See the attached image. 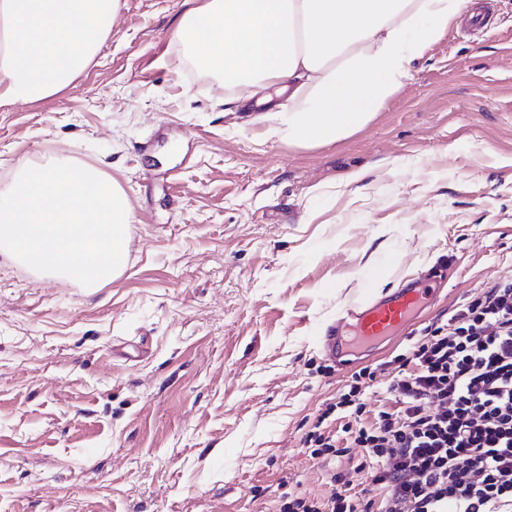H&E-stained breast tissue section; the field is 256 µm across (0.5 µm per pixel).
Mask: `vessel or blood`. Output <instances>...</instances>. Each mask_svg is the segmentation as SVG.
Wrapping results in <instances>:
<instances>
[{
    "label": "vessel or blood",
    "mask_w": 512,
    "mask_h": 512,
    "mask_svg": "<svg viewBox=\"0 0 512 512\" xmlns=\"http://www.w3.org/2000/svg\"><path fill=\"white\" fill-rule=\"evenodd\" d=\"M435 282L431 275L407 278L390 293L346 307L319 339L326 357L345 367L359 351L405 332L434 300Z\"/></svg>",
    "instance_id": "obj_1"
}]
</instances>
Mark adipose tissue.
<instances>
[{"mask_svg":"<svg viewBox=\"0 0 512 512\" xmlns=\"http://www.w3.org/2000/svg\"><path fill=\"white\" fill-rule=\"evenodd\" d=\"M471 0H189L171 33L225 103L274 102L268 136L299 149L368 125ZM122 0H0V105L64 92Z\"/></svg>","mask_w":512,"mask_h":512,"instance_id":"obj_1","label":"adipose tissue"}]
</instances>
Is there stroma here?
<instances>
[{"instance_id": "stroma-1", "label": "stroma", "mask_w": 512, "mask_h": 512, "mask_svg": "<svg viewBox=\"0 0 512 512\" xmlns=\"http://www.w3.org/2000/svg\"><path fill=\"white\" fill-rule=\"evenodd\" d=\"M452 24L364 129L298 149L184 62L183 0H123L62 94L0 107V187L39 152L97 164L136 222L96 291L0 256V512H276L367 473L303 444L353 373L512 280V0ZM359 181H352L353 173ZM444 267L433 303L338 371L347 303Z\"/></svg>"}]
</instances>
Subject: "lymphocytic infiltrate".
I'll return each mask as SVG.
<instances>
[{
  "instance_id": "f902f5d3",
  "label": "lymphocytic infiltrate",
  "mask_w": 512,
  "mask_h": 512,
  "mask_svg": "<svg viewBox=\"0 0 512 512\" xmlns=\"http://www.w3.org/2000/svg\"><path fill=\"white\" fill-rule=\"evenodd\" d=\"M396 361L373 421L365 369L325 409L342 415L374 498L291 493L278 512H512V281L482 289Z\"/></svg>"
}]
</instances>
